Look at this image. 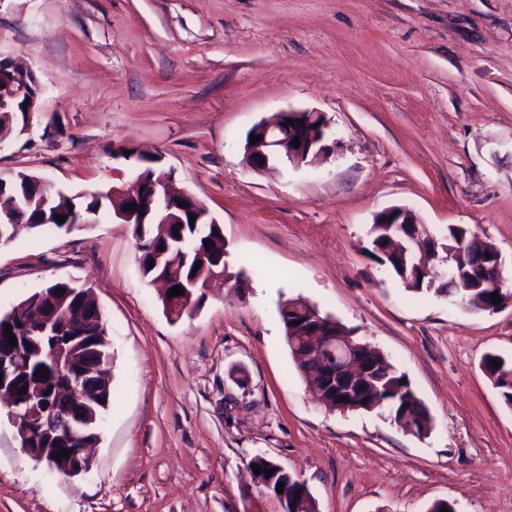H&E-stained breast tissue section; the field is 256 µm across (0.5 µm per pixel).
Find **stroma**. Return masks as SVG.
I'll use <instances>...</instances> for the list:
<instances>
[{"label": "stroma", "mask_w": 512, "mask_h": 512, "mask_svg": "<svg viewBox=\"0 0 512 512\" xmlns=\"http://www.w3.org/2000/svg\"><path fill=\"white\" fill-rule=\"evenodd\" d=\"M0 55L43 85L0 176L72 196L132 179L120 146L161 154L242 281L171 321L106 209L0 245V314L59 279L92 290L115 393L82 477L0 421V512H283L257 455L318 512H512V408L481 368L512 355V307L414 295L367 251L375 214L405 207L494 244L512 291V0H0ZM289 109L321 112L340 150L252 171L248 132ZM297 296L407 374L427 437L313 398L278 312Z\"/></svg>", "instance_id": "stroma-1"}]
</instances>
